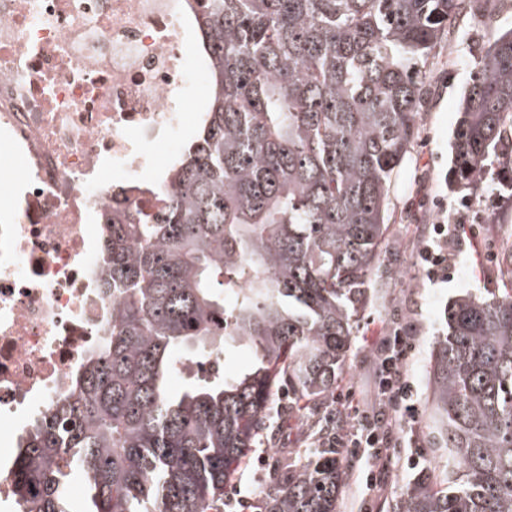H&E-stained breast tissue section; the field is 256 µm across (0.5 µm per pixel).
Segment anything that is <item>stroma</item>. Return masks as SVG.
Returning a JSON list of instances; mask_svg holds the SVG:
<instances>
[{
	"label": "stroma",
	"mask_w": 512,
	"mask_h": 512,
	"mask_svg": "<svg viewBox=\"0 0 512 512\" xmlns=\"http://www.w3.org/2000/svg\"><path fill=\"white\" fill-rule=\"evenodd\" d=\"M479 38L471 16L461 13L449 21L426 61L417 135L393 177L389 229L372 276L369 302L353 338L350 370L337 390L341 400L332 406L329 427H321L314 419L295 428L283 424L260 448L261 454L279 465L291 457L303 460L326 432L350 427L358 401L372 397L373 357L379 338L394 328L405 330L412 343L405 372L413 386L415 412L398 435L386 495L366 502L371 512H393L399 485L419 470L436 466L423 432L428 361L442 310L452 297L467 293L485 297L501 288L500 269L505 265L506 246L512 244V191L492 179L469 198L464 223L475 227L477 236H448L447 279L431 281L421 265L422 253L431 243L428 227L438 220L440 203L452 205L460 200L448 191V141L458 117L459 97L475 65Z\"/></svg>",
	"instance_id": "obj_1"
}]
</instances>
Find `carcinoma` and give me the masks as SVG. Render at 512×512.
I'll return each mask as SVG.
<instances>
[{
	"mask_svg": "<svg viewBox=\"0 0 512 512\" xmlns=\"http://www.w3.org/2000/svg\"><path fill=\"white\" fill-rule=\"evenodd\" d=\"M493 0H196L211 94L194 141L151 187V217L106 215L112 329L26 432L20 512H220V491L268 429L321 414L343 379L416 134L422 65L470 12L482 46L458 104L448 189H512V27ZM430 355L427 439L441 466L394 512H512V274L449 301ZM251 353L170 391L185 363ZM87 488L77 510L67 494ZM339 449L270 472L262 512H336Z\"/></svg>",
	"mask_w": 512,
	"mask_h": 512,
	"instance_id": "obj_1",
	"label": "carcinoma"
}]
</instances>
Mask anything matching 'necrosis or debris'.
<instances>
[{
	"instance_id": "obj_1",
	"label": "necrosis or debris",
	"mask_w": 512,
	"mask_h": 512,
	"mask_svg": "<svg viewBox=\"0 0 512 512\" xmlns=\"http://www.w3.org/2000/svg\"><path fill=\"white\" fill-rule=\"evenodd\" d=\"M193 0H0V157L21 178L0 192V501L28 424L68 397L112 326L97 272L115 169L129 205L154 147L193 102Z\"/></svg>"
}]
</instances>
